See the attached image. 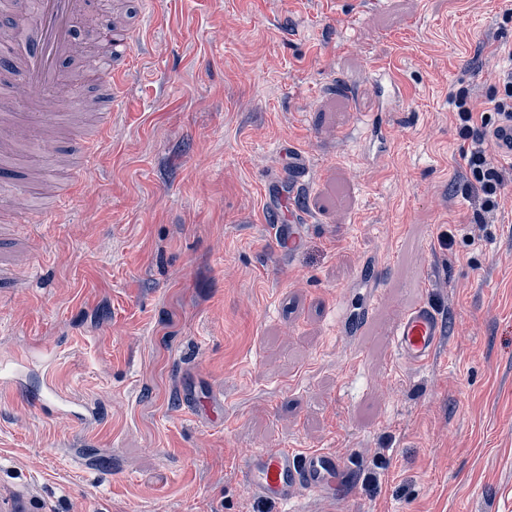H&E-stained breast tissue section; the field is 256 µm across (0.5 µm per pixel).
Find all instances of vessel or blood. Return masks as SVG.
Masks as SVG:
<instances>
[{
	"label": "vessel or blood",
	"instance_id": "vessel-or-blood-1",
	"mask_svg": "<svg viewBox=\"0 0 512 512\" xmlns=\"http://www.w3.org/2000/svg\"><path fill=\"white\" fill-rule=\"evenodd\" d=\"M33 37L15 62V72L7 88L9 99L25 103L26 117L6 113L0 121L13 126L15 140L0 139V157L10 154L14 141L48 139L55 126L63 122L60 104L74 97V89L60 73V64L80 55L81 45L73 35L76 21L93 24L87 0H36L32 14ZM143 20L128 22L124 15L114 17L112 51L105 94L94 107V130L83 142L82 165H92L99 148L109 139L112 121L127 103V79L133 67L130 48L140 41ZM303 161L291 163L280 178L277 196L281 208H291V189L301 185ZM387 341L404 364L420 368L440 351L443 324L438 313L425 302L404 306L387 329ZM51 363L50 353H18L0 363V380L16 382L36 362ZM39 408L67 423L84 421L87 407L79 405L57 389H49ZM345 460L334 450L299 452L290 448H263L240 462L239 478L253 494L276 500L283 512H302L301 504L313 500L327 512H347L348 502L336 494ZM0 512H51L48 502L29 484L0 489Z\"/></svg>",
	"mask_w": 512,
	"mask_h": 512
}]
</instances>
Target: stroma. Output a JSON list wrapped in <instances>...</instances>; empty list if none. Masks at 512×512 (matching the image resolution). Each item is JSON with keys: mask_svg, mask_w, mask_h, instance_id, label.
<instances>
[{"mask_svg": "<svg viewBox=\"0 0 512 512\" xmlns=\"http://www.w3.org/2000/svg\"><path fill=\"white\" fill-rule=\"evenodd\" d=\"M151 10L126 110L94 168L73 172L66 212L20 215L0 241V356L54 359L0 399V487L34 484L52 512H281L241 483V457L337 448L353 512H512V181L484 212L452 114L464 90L490 110L512 68V0ZM384 69L398 93L351 97ZM370 110L389 153L367 136ZM81 136L29 146L14 178L55 175ZM282 143L308 162L319 216L284 270L266 203ZM415 298L446 325L420 369L385 336ZM49 381L95 418L43 416ZM187 387L222 389L223 421H195Z\"/></svg>", "mask_w": 512, "mask_h": 512, "instance_id": "stroma-1", "label": "stroma"}]
</instances>
